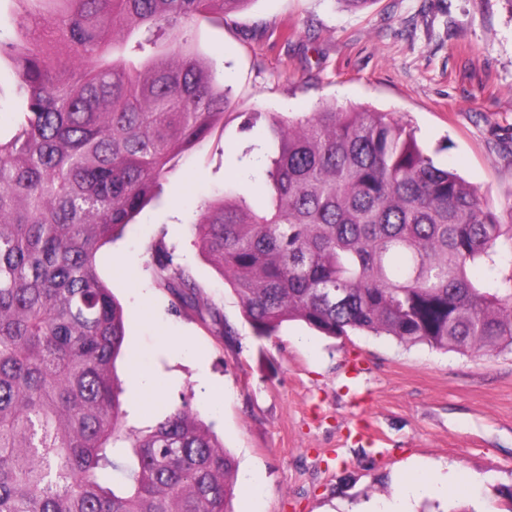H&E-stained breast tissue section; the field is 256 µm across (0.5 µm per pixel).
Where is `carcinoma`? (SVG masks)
Listing matches in <instances>:
<instances>
[{
    "instance_id": "obj_1",
    "label": "carcinoma",
    "mask_w": 512,
    "mask_h": 512,
    "mask_svg": "<svg viewBox=\"0 0 512 512\" xmlns=\"http://www.w3.org/2000/svg\"><path fill=\"white\" fill-rule=\"evenodd\" d=\"M12 2L20 20L0 38L19 103L0 137V512H232L236 461L199 412L128 425L114 375L123 309L95 256L224 124L231 88L182 30L254 0ZM268 131L265 207L226 193L195 220L256 335L301 321L329 337L512 353V195L505 218L483 205L389 112L272 113ZM151 251L175 311L231 335L164 239Z\"/></svg>"
}]
</instances>
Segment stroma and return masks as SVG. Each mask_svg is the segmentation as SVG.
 Here are the masks:
<instances>
[{"mask_svg": "<svg viewBox=\"0 0 512 512\" xmlns=\"http://www.w3.org/2000/svg\"><path fill=\"white\" fill-rule=\"evenodd\" d=\"M183 37L231 87L224 125L97 254L124 309L116 374L130 425L149 429L185 404L199 411L252 474L236 481L233 512H348L392 498L410 467L451 461L464 492L421 494L410 512H512V353L329 338L300 321L256 337L192 231L218 193L265 201L266 136L260 125L243 130L248 113L326 103L395 113L440 166L502 209L512 195V0H375L361 11L342 0H253ZM160 236L232 337L172 310L151 271Z\"/></svg>", "mask_w": 512, "mask_h": 512, "instance_id": "1", "label": "stroma"}]
</instances>
